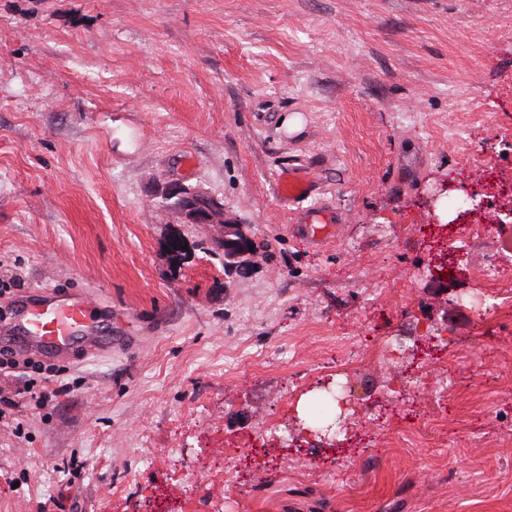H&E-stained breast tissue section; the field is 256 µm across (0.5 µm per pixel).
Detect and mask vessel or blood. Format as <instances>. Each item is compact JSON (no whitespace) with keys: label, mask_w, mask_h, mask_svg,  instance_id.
<instances>
[{"label":"vessel or blood","mask_w":512,"mask_h":512,"mask_svg":"<svg viewBox=\"0 0 512 512\" xmlns=\"http://www.w3.org/2000/svg\"><path fill=\"white\" fill-rule=\"evenodd\" d=\"M276 185L279 197L291 203L306 200L311 193L310 176L293 170L281 173ZM299 221L306 235L314 238L333 217L324 207L313 206L300 211ZM96 305V299L84 291L41 289L13 301L11 317L0 322V338L11 340L20 352L62 359L78 350L109 352L112 339L92 318Z\"/></svg>","instance_id":"vessel-or-blood-1"}]
</instances>
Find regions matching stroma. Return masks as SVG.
Listing matches in <instances>:
<instances>
[{"mask_svg": "<svg viewBox=\"0 0 512 512\" xmlns=\"http://www.w3.org/2000/svg\"><path fill=\"white\" fill-rule=\"evenodd\" d=\"M294 166L338 233L277 196ZM501 173L512 0H0V320L64 285L120 338L62 362L43 407L0 374V512H150L165 483L175 512H512V278L486 274L512 270V224L484 194L462 235L453 200ZM170 181L223 200L247 276L158 208ZM346 381L344 445L233 447ZM341 221L342 217L338 213H336V220H333L330 211L322 206L308 207L299 212V223L304 224L302 225L304 232L314 240H321L317 236L318 232L325 229L327 224H336L337 231V224H340Z\"/></svg>", "mask_w": 512, "mask_h": 512, "instance_id": "obj_1", "label": "stroma"}]
</instances>
